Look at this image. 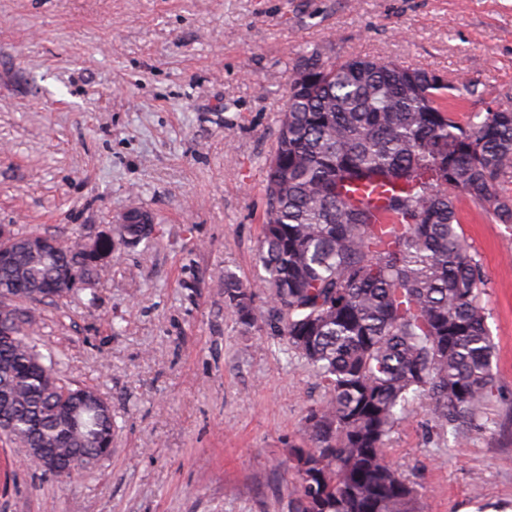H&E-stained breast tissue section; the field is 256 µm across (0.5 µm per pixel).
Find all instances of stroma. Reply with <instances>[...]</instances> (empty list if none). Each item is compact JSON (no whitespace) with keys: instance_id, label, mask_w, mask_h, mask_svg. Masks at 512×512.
<instances>
[{"instance_id":"1","label":"stroma","mask_w":512,"mask_h":512,"mask_svg":"<svg viewBox=\"0 0 512 512\" xmlns=\"http://www.w3.org/2000/svg\"><path fill=\"white\" fill-rule=\"evenodd\" d=\"M393 60L512 106V0H0V225L64 239L138 207L93 302H47L64 383L112 404V452L61 479L0 442V512H288L285 468L323 390L224 275L256 276L263 167L302 51ZM478 254L497 400L451 436L411 401L387 458L420 512H512V226L460 212ZM200 287H190V280Z\"/></svg>"}]
</instances>
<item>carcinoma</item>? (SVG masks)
I'll use <instances>...</instances> for the list:
<instances>
[{
  "label": "carcinoma",
  "instance_id": "1",
  "mask_svg": "<svg viewBox=\"0 0 512 512\" xmlns=\"http://www.w3.org/2000/svg\"><path fill=\"white\" fill-rule=\"evenodd\" d=\"M454 81L396 61L298 55L265 163V210L249 286L224 274V304L245 331L262 325L315 372L326 399L291 446L288 512H418L416 493L386 459L409 402L461 432L498 392L480 294L484 273L457 230L459 204L512 224V107L463 114L446 104ZM5 288H66L94 299L100 251L152 242L156 224H121L117 237L77 234L47 256L11 230ZM262 292L266 308L256 307ZM0 341L4 436L62 459L116 427L98 391L64 384L42 353L36 310L16 304Z\"/></svg>",
  "mask_w": 512,
  "mask_h": 512
}]
</instances>
